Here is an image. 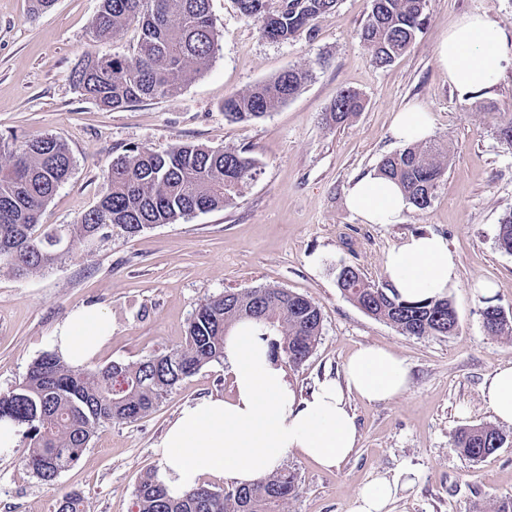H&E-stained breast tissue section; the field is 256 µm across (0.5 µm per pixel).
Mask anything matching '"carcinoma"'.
<instances>
[{"label":"carcinoma","mask_w":512,"mask_h":512,"mask_svg":"<svg viewBox=\"0 0 512 512\" xmlns=\"http://www.w3.org/2000/svg\"><path fill=\"white\" fill-rule=\"evenodd\" d=\"M237 3L243 16L259 24L262 36L289 42L311 39L316 21L334 11L339 0ZM426 4L427 0H371L359 39L372 65L388 67L413 45L426 25ZM134 21L141 36L132 55H91L73 72L80 95L102 109L178 98L191 78L210 66L217 49L210 0H100L94 34L108 39ZM309 77V71L291 68L234 93L224 99L225 116L236 122L262 118L299 94ZM363 109L360 94L343 89L330 118L340 124ZM72 166L66 143L52 135H32L18 146L0 148V269L17 276L41 272L77 247L109 239L116 229L132 236L223 208L258 174L255 161L243 149L191 143L163 152L130 147L112 160L97 205L77 223H41L44 208L69 178ZM447 166L448 149L426 140L384 157L377 174L398 183L408 202L423 210L431 204ZM59 238L67 248L58 246ZM496 243L512 253V212L501 218ZM336 283L365 314L404 335L448 336L455 331V309L446 296L403 299L387 285L365 281L352 266L340 269ZM498 310L486 302L485 330L491 336L511 337L512 321L497 320ZM242 320L275 336L272 354L283 355L294 365L310 357L322 334L320 308L302 295L267 286L226 291L199 305L184 342L164 354L89 370L69 365L56 350L43 353L14 388L0 393V421L25 428V465L52 486L80 459L100 427L147 416L185 378L223 360L224 337ZM497 441L506 438L497 428L480 424L461 429L453 445L478 461L497 450ZM297 492V476L283 470L250 485H201L173 498L153 469L140 478L135 496L138 512H284ZM56 512H83L81 495H62Z\"/></svg>","instance_id":"cac0c4a2"}]
</instances>
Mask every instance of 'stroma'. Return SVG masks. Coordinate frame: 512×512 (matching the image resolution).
<instances>
[{
	"label": "stroma",
	"instance_id": "1",
	"mask_svg": "<svg viewBox=\"0 0 512 512\" xmlns=\"http://www.w3.org/2000/svg\"><path fill=\"white\" fill-rule=\"evenodd\" d=\"M100 0H56L45 13L32 0H0V138L49 134L62 139L73 168L45 208V224H73L94 207L112 159L137 146L161 152L182 143L247 147L258 175L232 204L195 213L129 237L112 236L28 276L0 270V392L52 350L73 311L101 309L112 333L90 367L135 361L180 344L199 304L227 291L283 288L312 300L323 329L310 358L285 364L288 381L308 396L324 375H338L360 346L388 348L409 365L410 384L396 398L368 402L348 395L358 442L339 466L326 469L298 454L285 467L299 490L285 512H351L357 492L378 477L398 486L385 512H492L512 498V426L505 444L473 461L454 448L463 427L493 423L482 401L486 376L512 362V337L485 331V301L512 315V254L496 244L498 224L512 211V150L495 137L512 118V67L483 96L460 99L436 59V44L457 19L486 15L512 36V0H428L427 28L391 66H373L358 32L370 0H340L315 35L297 42L263 37L236 0H211L219 33L207 71L174 100L150 99L111 111L81 96L72 73L84 56L131 54L140 35L130 24L94 37ZM311 77L293 99L258 120L233 123L224 99L289 69ZM358 92L365 108L342 125L326 114L340 89ZM428 107L432 137L447 145V174L426 209H407L398 224H367L346 205L352 178L375 172L400 150L390 133L396 112ZM445 237L455 256L458 316L449 336H406L367 316L340 292L341 266L387 283L388 251L410 237ZM231 378L211 363L186 378L159 407L131 423L100 427L78 462L54 485L25 466V442L0 454V512H54L61 495L80 492L84 512H137L135 487L160 464L154 452L188 403L227 396Z\"/></svg>",
	"mask_w": 512,
	"mask_h": 512
}]
</instances>
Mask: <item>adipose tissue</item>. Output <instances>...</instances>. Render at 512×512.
<instances>
[{
	"label": "adipose tissue",
	"mask_w": 512,
	"mask_h": 512,
	"mask_svg": "<svg viewBox=\"0 0 512 512\" xmlns=\"http://www.w3.org/2000/svg\"><path fill=\"white\" fill-rule=\"evenodd\" d=\"M439 67L461 97H479L495 86L512 62V41L483 15H467L449 27L436 47ZM393 137L405 144L428 139L431 116L413 106L396 113ZM348 208L370 224L399 223L408 203L392 181L367 173L352 179ZM389 282L406 299L447 295L456 285V262L447 240L437 234L412 237L386 256ZM112 326L104 312L84 308L59 327L55 346L70 363L93 358ZM224 366L231 397L208 396L186 405L155 448L157 477L171 496H182L206 476L237 485L278 472L296 453L331 469L351 454L357 426L346 394L377 402L401 396L410 383L406 360L385 348L363 346L344 364L342 379L319 382L310 398L299 399L252 322H240L224 340ZM484 406L512 425V363L497 366L482 388Z\"/></svg>",
	"instance_id": "ef3b65f1"
}]
</instances>
